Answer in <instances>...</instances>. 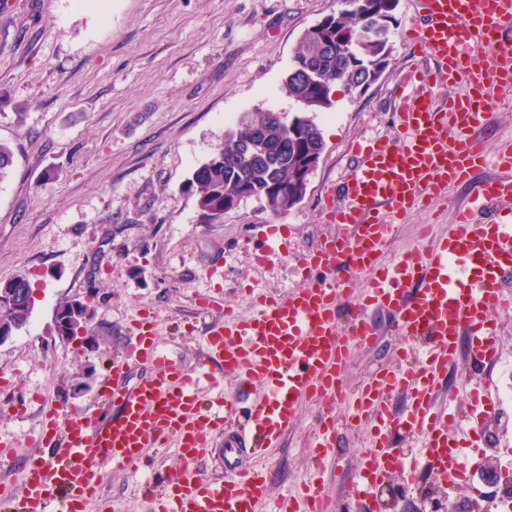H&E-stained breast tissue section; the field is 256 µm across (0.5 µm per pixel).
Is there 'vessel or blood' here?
<instances>
[{"mask_svg": "<svg viewBox=\"0 0 512 512\" xmlns=\"http://www.w3.org/2000/svg\"><path fill=\"white\" fill-rule=\"evenodd\" d=\"M421 21L409 46L421 61L406 72L398 95L395 140L356 142L342 183L343 204L328 206L325 221L341 235L325 236L299 258L305 284L274 293L251 292L252 312L240 317L222 297L206 295L199 307L213 322L201 338L203 366H219L236 381L223 400L205 399L202 375L173 361L158 342L157 310L139 309L125 328V343L112 362V385L78 413L43 410L27 439L37 454L20 458L0 436V462L20 463L21 486L6 495L8 512H86L108 467H132L146 449L177 448L187 461L213 455L223 444L227 473L206 478L150 480L138 487L150 512H263L273 475L261 464L293 427L299 400L321 403L310 459L315 470L336 452V408L350 344L376 345L372 311L393 314L405 336L395 361L374 373L346 402V415L371 424L361 469L341 499L328 497L316 480L282 496L277 512H369L380 482L398 470L429 471L447 483L457 470L469 480L458 443L448 436V415L437 398L448 366L467 356L486 366L498 354L496 311L512 306L504 292L512 281V150L486 148L483 130L498 108L495 92L512 88V0H419ZM451 89L443 106L435 90ZM495 168L497 177L473 179ZM468 186L466 202L437 244L380 262L392 232L391 218L442 196L449 185ZM496 217L481 222L480 214ZM369 274L363 293L352 284ZM469 348H462V340ZM136 366L146 374L132 388L119 384ZM263 385L251 395L248 386ZM405 396L404 412L394 409ZM239 429L228 430L232 416ZM420 443L410 458L394 454L390 439Z\"/></svg>", "mask_w": 512, "mask_h": 512, "instance_id": "1", "label": "vessel or blood"}]
</instances>
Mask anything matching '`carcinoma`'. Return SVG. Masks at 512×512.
<instances>
[{
	"label": "carcinoma",
	"mask_w": 512,
	"mask_h": 512,
	"mask_svg": "<svg viewBox=\"0 0 512 512\" xmlns=\"http://www.w3.org/2000/svg\"><path fill=\"white\" fill-rule=\"evenodd\" d=\"M397 0H344L346 8L315 24L301 39L299 50L283 83V91L300 111L296 132L285 126H271L262 132L263 155L252 159L246 151L252 131L242 120L224 135L211 157L192 173L188 191L196 196L201 215L218 220L234 206L244 182L260 186L274 184L288 193L293 206L295 188L303 180L311 155L324 146L322 130L311 113L330 105V94L338 84L348 91L360 89L368 77V63L390 51L389 43H376L364 37L379 19L393 20ZM324 42L327 51L312 54V44ZM311 68L315 78H305L302 70ZM14 165L13 149L0 142V181Z\"/></svg>",
	"instance_id": "carcinoma-1"
}]
</instances>
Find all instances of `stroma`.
I'll list each match as a JSON object with an SVG mask.
<instances>
[{"label": "stroma", "mask_w": 512, "mask_h": 512, "mask_svg": "<svg viewBox=\"0 0 512 512\" xmlns=\"http://www.w3.org/2000/svg\"><path fill=\"white\" fill-rule=\"evenodd\" d=\"M342 8V0H0V141L14 150L13 171L0 182V278L24 276L35 286L27 325L0 345V373L22 376L28 392L74 413L97 398L138 309L162 313L164 349L195 369L200 358L186 330L210 322L195 307L198 295L221 290L226 305L246 314L248 288L302 287L294 253L332 233L324 211L351 167L350 143L398 135L391 92L415 62L405 40L417 21L414 0H397L382 77L359 93L336 86L318 113L324 151L288 213L277 217L247 200L208 223L186 182L241 113L257 105L297 112L282 83L300 41ZM466 196L455 184L429 208L399 217L389 253L421 247V225L445 233ZM277 222L288 227L289 248L273 247L267 264L253 267V225ZM72 299L91 311L90 339L55 332L57 307ZM374 320L383 339L351 349L346 385L383 367L402 341L388 312ZM495 321L498 361L482 369L459 358L446 379L460 415L478 384L499 403L477 429L448 426L460 444L476 433L486 441L472 484L439 487L423 472L404 497L408 476L394 472L377 489L390 512H419L428 494L438 512H499L512 488V309ZM315 410L303 402L297 425L271 453L272 499L305 474ZM368 430L338 420L329 496L360 468ZM146 458L134 472L109 469L87 512H147L136 481L187 467L172 448L149 449Z\"/></svg>", "instance_id": "stroma-1"}]
</instances>
